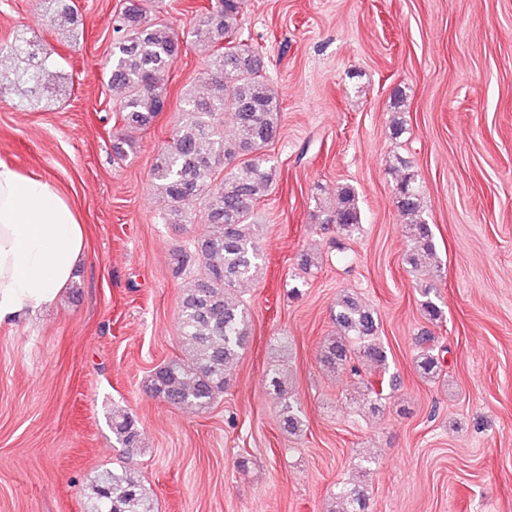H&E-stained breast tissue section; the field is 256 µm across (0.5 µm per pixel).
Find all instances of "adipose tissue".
Here are the masks:
<instances>
[{"label":"adipose tissue","instance_id":"ef3b65f1","mask_svg":"<svg viewBox=\"0 0 512 512\" xmlns=\"http://www.w3.org/2000/svg\"><path fill=\"white\" fill-rule=\"evenodd\" d=\"M85 251L83 226L52 184L0 161V324L52 303Z\"/></svg>","mask_w":512,"mask_h":512}]
</instances>
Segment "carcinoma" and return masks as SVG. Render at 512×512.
I'll list each match as a JSON object with an SVG mask.
<instances>
[{"mask_svg":"<svg viewBox=\"0 0 512 512\" xmlns=\"http://www.w3.org/2000/svg\"><path fill=\"white\" fill-rule=\"evenodd\" d=\"M46 18L62 30H76L74 0H44ZM244 0H208L195 10L193 25L178 31L166 20L151 19L149 0H124L115 20L117 37L103 61L108 85L117 93L112 151L120 160L133 151V133L145 132L168 105L165 77L182 51L193 48L202 60L204 91L188 89L180 101V120L172 141L153 159L150 178L162 199L163 219L193 226L203 210L205 229L187 249L170 255L172 275L181 280L178 330L183 350L155 368L146 380L152 395L178 408L209 410L229 386L230 374L247 348L252 316L231 292L257 279L262 267L255 207L277 184L278 171L268 148L278 138L281 103L264 75L259 49L241 39ZM16 34L10 52L17 63L0 73V87L24 106L36 95L51 93L59 78L56 52ZM231 125L232 135L224 134ZM396 204L409 248L405 263L417 276L424 315L443 319L431 284L438 267L433 229L424 217L423 197L415 175L404 173L396 184ZM317 224H334L339 236L352 240L362 227L355 189L337 187L332 202L315 199ZM334 330L320 345L319 362L329 371L344 370L355 379V403L376 412L392 397L389 354L378 336L375 310L352 295L336 302ZM415 363L420 376L435 380L442 371L435 337L417 340ZM286 374L268 373L284 431L297 434L303 413L288 396ZM112 434L121 445L122 464L101 470L88 488L85 512H155V502L131 464L138 450L135 420L124 410L112 412ZM374 460L364 457L358 478L338 487L330 512H368L365 477Z\"/></svg>","mask_w":512,"mask_h":512,"instance_id":"carcinoma-1","label":"carcinoma"}]
</instances>
